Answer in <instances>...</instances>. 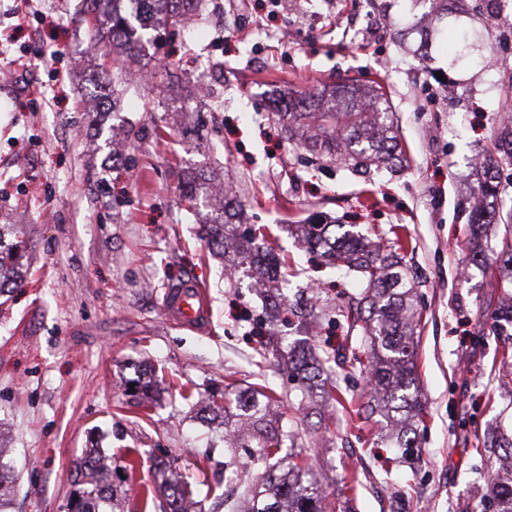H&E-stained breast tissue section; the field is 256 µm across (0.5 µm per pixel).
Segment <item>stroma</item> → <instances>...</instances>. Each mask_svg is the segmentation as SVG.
Listing matches in <instances>:
<instances>
[{
	"label": "stroma",
	"instance_id": "1",
	"mask_svg": "<svg viewBox=\"0 0 512 512\" xmlns=\"http://www.w3.org/2000/svg\"><path fill=\"white\" fill-rule=\"evenodd\" d=\"M79 0H0V224L22 225L30 264L0 295V427L19 477L12 512H68L74 462L104 448L120 512L145 502L158 466L187 481L256 482L253 449L224 448L226 385L281 397L294 433L283 454L311 458L329 512H487L496 475L488 432L512 437V365L492 328L499 278L471 262V211L483 161L512 110V19L485 24L484 0H200L183 26L147 30L126 91L106 73ZM251 26L248 38L241 27ZM432 30L425 47L420 28ZM222 85L196 84L203 61ZM383 90L401 159L361 170L291 142L275 101L344 105ZM214 170L233 185L239 233H264L288 265L289 299L315 306L279 325L285 345L339 353L344 403L302 400L265 354L273 320L252 269L224 278L201 236L210 210L181 201L184 179ZM306 224H342L384 244L398 227L421 314L417 377L427 414L418 459L384 440L386 420L350 416L368 391L371 352L342 316L356 285L320 265ZM208 293L205 332L165 320L166 288ZM139 451L128 472L131 451Z\"/></svg>",
	"mask_w": 512,
	"mask_h": 512
}]
</instances>
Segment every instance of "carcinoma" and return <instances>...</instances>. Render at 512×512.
<instances>
[{"label": "carcinoma", "instance_id": "carcinoma-1", "mask_svg": "<svg viewBox=\"0 0 512 512\" xmlns=\"http://www.w3.org/2000/svg\"><path fill=\"white\" fill-rule=\"evenodd\" d=\"M195 0H86L93 26L89 39L102 43L112 41V83L128 75V63L141 51V42L134 38L135 27H166L181 24ZM388 101L376 94L361 104L357 112H340L336 99H318L317 107L309 111L289 110L288 133L292 140L320 150L332 161L353 163L369 167L395 156L398 145L391 131ZM217 194L229 201L233 188L218 176L199 180L191 177L184 181L182 198L191 202L199 195ZM476 224H503L512 227V205L502 207L495 214L477 210ZM208 245L232 254L226 264L225 277L235 274L236 265L254 264L262 273L261 285L277 280L282 262L268 248L256 242L238 238L237 227L225 219V210H216L205 228ZM18 224H0V291L23 276L25 241ZM305 244L310 249L324 250L329 265L342 271L356 284L364 287L357 299L356 309L368 307L367 316L353 318L373 351L374 362L367 376L369 387L367 407L378 406L391 413V424L400 448L418 447L414 419L424 413V403L418 397L414 376L416 349L414 344V318L410 302L411 288L404 281L399 267L402 263L401 241L392 242L385 250L372 245L360 236L343 229L341 224H310L305 231ZM484 265L499 272L507 298L494 303L498 322L512 325V236L505 234L493 246L480 249ZM293 369L312 372L336 365L344 367L336 354L323 352L320 360L310 363L304 355H292ZM238 410V424L225 428L224 447L252 448L261 459L278 453L292 432L276 426L281 415L279 403L265 396L264 402L241 396L231 399L224 394V411ZM498 468L505 472L494 483V497L490 505L495 512H512V445ZM312 469L308 460H290L284 468H270L264 472L261 487L248 486L244 493L251 506L244 512H326L323 495L315 482H304L303 476ZM11 458L9 437L0 430V512H10ZM75 491L73 512H103L101 504L114 499L112 468L99 448H89L75 463ZM160 491L168 499V512H192L193 502L188 500L187 483L181 475L164 477L146 489V495Z\"/></svg>", "mask_w": 512, "mask_h": 512}]
</instances>
